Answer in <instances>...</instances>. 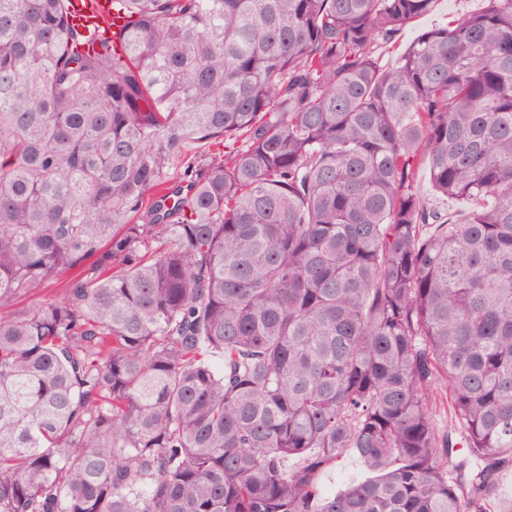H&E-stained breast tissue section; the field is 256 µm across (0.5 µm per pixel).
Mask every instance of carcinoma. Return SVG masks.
Instances as JSON below:
<instances>
[{"label":"carcinoma","mask_w":512,"mask_h":512,"mask_svg":"<svg viewBox=\"0 0 512 512\" xmlns=\"http://www.w3.org/2000/svg\"><path fill=\"white\" fill-rule=\"evenodd\" d=\"M109 2L114 40L0 0V512H486L512 0L388 68L436 0ZM350 450L371 476L322 490ZM415 188L422 196H424L426 199H429L431 204L451 214H461L476 208V203L473 201H442L441 199L436 197L434 193L431 191V187L424 168H421L419 170V177L417 182L415 183Z\"/></svg>","instance_id":"1"}]
</instances>
